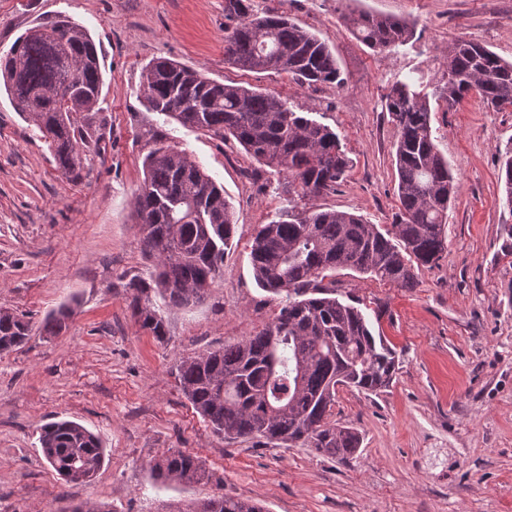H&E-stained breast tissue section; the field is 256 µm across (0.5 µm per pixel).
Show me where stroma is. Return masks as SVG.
I'll use <instances>...</instances> for the list:
<instances>
[{
  "instance_id": "1",
  "label": "stroma",
  "mask_w": 512,
  "mask_h": 512,
  "mask_svg": "<svg viewBox=\"0 0 512 512\" xmlns=\"http://www.w3.org/2000/svg\"><path fill=\"white\" fill-rule=\"evenodd\" d=\"M288 12L334 53L343 87L301 86L224 61V0H0V55L36 23L66 14L104 59L105 150L79 178L64 175L38 129L0 94V309L40 322L61 303L74 314L56 336H30L0 354V512H176L214 495L264 512H512V207L499 159L512 149V112L472 94L432 104V133L458 179L447 248L417 272V288L336 274L374 333L398 356L389 388L340 389L331 418L356 428L360 450L341 461L311 447L215 434L183 396L176 359L233 344L272 321L279 299L260 288L250 246L284 198L243 149L149 110L142 68L165 56L223 83L279 94L338 134L351 166L313 208L349 211L389 227L396 130L383 110L395 74L436 83L457 39L512 61V0H255ZM366 11L411 22L415 37L389 53L357 40L342 18ZM164 129L215 180L237 225L224 271L196 305L163 307L167 337L141 329L126 284L148 276L134 193L147 151L140 132ZM76 421L95 433L105 462L91 482H64L38 443L41 425ZM196 455L209 478L161 484L162 452Z\"/></svg>"
}]
</instances>
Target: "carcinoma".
Masks as SVG:
<instances>
[{"mask_svg":"<svg viewBox=\"0 0 512 512\" xmlns=\"http://www.w3.org/2000/svg\"><path fill=\"white\" fill-rule=\"evenodd\" d=\"M345 22L380 53L409 43L414 34L412 24L392 17L360 13ZM224 61L245 71L283 74L302 86L345 84L324 41L283 12L256 11L253 0H224ZM443 66L442 83L434 87L422 75H402L384 95L397 131L400 203L394 224L385 230L355 213L300 206L336 190L350 167L329 126L295 111L278 94L221 83L168 58L144 66L141 88L150 110L224 144H238L274 171L276 191L288 201L278 219L259 227L250 250L256 282L282 297L279 313L238 342L173 366L183 395L214 433L306 445L337 459L361 448L357 429L329 420L336 394L343 387L375 394L387 389L397 363L363 311L337 296L336 271L416 287L415 268L442 259L448 209L457 191L448 160L434 143L430 99L451 104L475 90L492 110L512 111V62L461 38L444 53ZM103 84L94 40L66 15L29 29L0 56V87L15 111L36 126L68 176H79L87 157L101 155ZM141 137L149 150L135 213L139 246L152 260V271L147 278L131 277L126 287L133 291L136 322L163 341L165 319L152 295L170 307L203 301L222 275L235 217L224 188L168 133L151 127ZM500 180L511 206L512 151L501 155ZM72 314L71 305L63 304L37 327L0 310V353L37 332L58 335ZM38 442L48 464L68 483L91 481L104 463L99 437L75 421L44 424ZM151 471L164 483L205 478L199 458L181 451L160 455ZM179 512L264 509L217 495Z\"/></svg>","mask_w":512,"mask_h":512,"instance_id":"obj_1","label":"carcinoma"}]
</instances>
